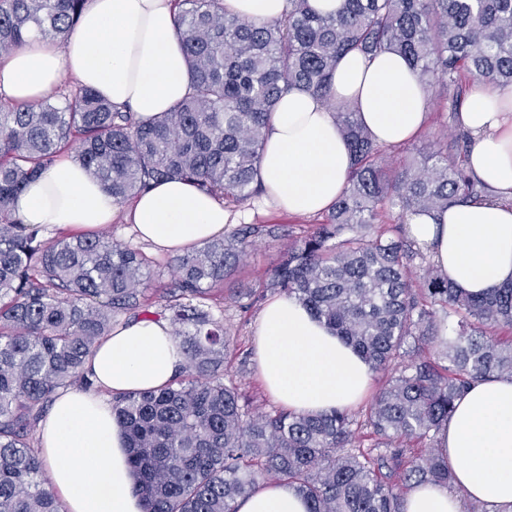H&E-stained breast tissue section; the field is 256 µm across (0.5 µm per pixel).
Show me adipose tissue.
Returning <instances> with one entry per match:
<instances>
[{"label":"adipose tissue","mask_w":512,"mask_h":512,"mask_svg":"<svg viewBox=\"0 0 512 512\" xmlns=\"http://www.w3.org/2000/svg\"><path fill=\"white\" fill-rule=\"evenodd\" d=\"M176 11V0H89L65 43L34 36L0 58V93L34 104L70 76L141 117L160 115L190 92ZM330 89L333 99L355 104L378 144L400 145L427 125V91L400 55L348 54ZM458 122L474 142L468 168L487 194L476 203L412 216L408 233L455 288L482 295L512 282V88L475 84ZM350 167L347 143L324 99L296 89L283 94L258 164L266 203L296 216L326 212L342 194ZM118 209L97 179L64 156L28 184L15 215L25 224L81 232L112 223ZM128 216L142 241L174 254L223 235L231 218L223 201L180 179L160 181L133 199ZM254 336L264 388L293 411L355 406L373 381L362 357L295 298L270 299ZM183 366L167 322L114 324L87 362L97 393H60L40 424L48 486L67 512H143L110 399L163 388ZM433 446L448 461L453 486L413 488L404 512H467L472 502L489 512H512V379L472 385ZM237 512H307V505L287 485L264 482Z\"/></svg>","instance_id":"adipose-tissue-1"}]
</instances>
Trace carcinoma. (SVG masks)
Instances as JSON below:
<instances>
[{"mask_svg": "<svg viewBox=\"0 0 512 512\" xmlns=\"http://www.w3.org/2000/svg\"><path fill=\"white\" fill-rule=\"evenodd\" d=\"M87 3L0 0V56L33 33L67 40ZM178 5L192 93L167 112L142 121L66 83L35 105H0V512H61L45 486L37 426L59 390L92 388L85 364L127 314L169 321L185 359L165 388L112 398L144 512H237L270 478L308 512H403L419 484L452 488L448 462L423 444L473 383L512 378V340L498 338L512 328V284L474 297L430 264L414 272L426 257L405 224L484 192L467 169L468 135L391 170L355 106L330 103L353 157L347 187L270 273L224 290L240 308L270 291L292 296L373 371L390 373L363 414H254L229 379L213 292L248 248L288 236L286 225L237 224L174 257V282L157 289L154 310L146 291L155 264L141 248L104 235L48 238L13 207L75 145V161L118 204L172 178L249 203L264 192L257 164L277 101L290 88L330 99V77L351 52L401 55L425 86L437 78L455 88L453 113L475 83L512 88V0H343L330 14L288 0L273 22L230 15L222 0ZM357 429L370 447L354 443Z\"/></svg>", "mask_w": 512, "mask_h": 512, "instance_id": "obj_1", "label": "carcinoma"}]
</instances>
